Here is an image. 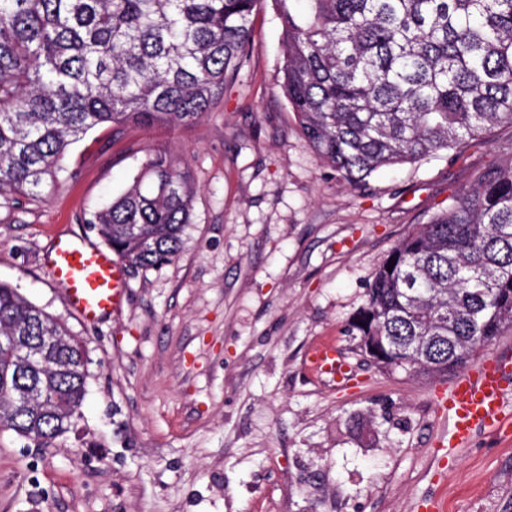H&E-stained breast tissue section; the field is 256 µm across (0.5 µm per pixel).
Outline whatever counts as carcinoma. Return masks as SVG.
Here are the masks:
<instances>
[{
  "label": "carcinoma",
  "instance_id": "cac0c4a2",
  "mask_svg": "<svg viewBox=\"0 0 512 512\" xmlns=\"http://www.w3.org/2000/svg\"><path fill=\"white\" fill-rule=\"evenodd\" d=\"M263 0H0V197L55 188L96 127L187 126L248 60ZM281 90L317 158L357 187L512 125V0H272ZM194 185L164 153L91 215L133 268L181 251ZM356 351L441 376L512 329V162L405 235L353 317ZM86 348L0 282V433L49 448L81 419Z\"/></svg>",
  "mask_w": 512,
  "mask_h": 512
}]
</instances>
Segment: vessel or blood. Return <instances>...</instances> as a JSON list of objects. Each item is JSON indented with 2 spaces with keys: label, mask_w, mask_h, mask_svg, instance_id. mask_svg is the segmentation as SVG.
Wrapping results in <instances>:
<instances>
[{
  "label": "vessel or blood",
  "mask_w": 512,
  "mask_h": 512,
  "mask_svg": "<svg viewBox=\"0 0 512 512\" xmlns=\"http://www.w3.org/2000/svg\"><path fill=\"white\" fill-rule=\"evenodd\" d=\"M44 263L82 320L94 322L121 309L126 293L123 264L88 238L57 235ZM308 361L312 370L320 374L333 376L344 371L335 349L327 344L311 349ZM510 370L511 356L492 359L451 385L444 401L451 419V446L464 444L478 427L503 423L501 376Z\"/></svg>",
  "instance_id": "vessel-or-blood-1"
}]
</instances>
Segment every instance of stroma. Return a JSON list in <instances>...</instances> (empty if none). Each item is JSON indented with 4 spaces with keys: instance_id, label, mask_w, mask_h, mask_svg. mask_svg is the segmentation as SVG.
I'll list each match as a JSON object with an SVG mask.
<instances>
[{
    "instance_id": "1",
    "label": "stroma",
    "mask_w": 512,
    "mask_h": 512,
    "mask_svg": "<svg viewBox=\"0 0 512 512\" xmlns=\"http://www.w3.org/2000/svg\"><path fill=\"white\" fill-rule=\"evenodd\" d=\"M194 124L90 130L42 198L0 199V281L89 355L77 432L0 434V512H512V428L449 446L452 376L364 361L349 331L391 249L478 175L512 161V126L352 188L314 155L281 94V23ZM197 192L171 263L126 268L121 311L83 322L42 258L130 184L147 154ZM327 343L348 381L316 376Z\"/></svg>"
}]
</instances>
